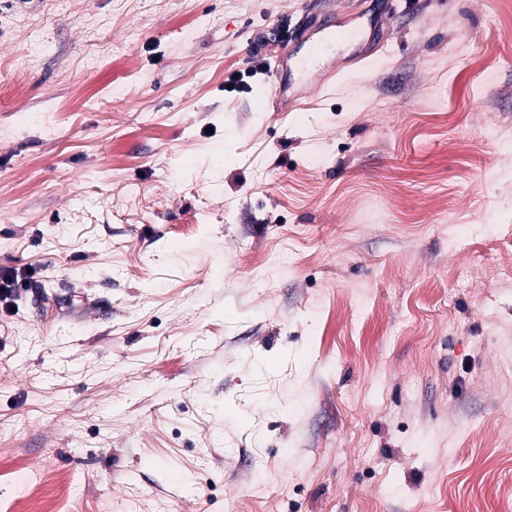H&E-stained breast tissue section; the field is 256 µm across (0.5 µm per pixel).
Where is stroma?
<instances>
[{"label": "stroma", "mask_w": 512, "mask_h": 512, "mask_svg": "<svg viewBox=\"0 0 512 512\" xmlns=\"http://www.w3.org/2000/svg\"><path fill=\"white\" fill-rule=\"evenodd\" d=\"M9 268L0 502L512 512V0L0 11ZM353 37V33L344 29H329L325 37L311 42L306 50L300 66L305 73L312 77L317 69V63L330 51L336 42H344Z\"/></svg>", "instance_id": "stroma-1"}]
</instances>
